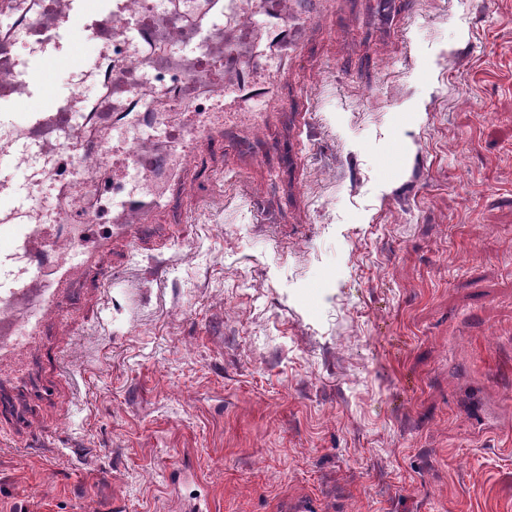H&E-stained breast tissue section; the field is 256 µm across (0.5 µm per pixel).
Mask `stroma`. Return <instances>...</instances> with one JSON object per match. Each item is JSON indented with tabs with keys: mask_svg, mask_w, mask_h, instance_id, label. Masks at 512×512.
I'll use <instances>...</instances> for the list:
<instances>
[{
	"mask_svg": "<svg viewBox=\"0 0 512 512\" xmlns=\"http://www.w3.org/2000/svg\"><path fill=\"white\" fill-rule=\"evenodd\" d=\"M0 395V512H512V0H285Z\"/></svg>",
	"mask_w": 512,
	"mask_h": 512,
	"instance_id": "obj_1",
	"label": "stroma"
}]
</instances>
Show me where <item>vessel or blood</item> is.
<instances>
[{
	"mask_svg": "<svg viewBox=\"0 0 512 512\" xmlns=\"http://www.w3.org/2000/svg\"><path fill=\"white\" fill-rule=\"evenodd\" d=\"M240 9V0H204L188 32L177 46L178 54L190 64L189 71L169 73L151 79L154 99L164 100L172 114L187 117L185 133L158 131L157 122L144 107L141 92L120 81L126 61L138 56L149 62L154 47V17L163 14L161 0L141 12H133L129 0H0L15 26L33 38L34 51L28 57L9 53V37L0 38V57L7 61L8 77L0 81V106L21 104L22 125L0 126V157L14 163H29L39 156L42 165L34 169L37 185L74 190L85 185V157L121 158L126 175L149 177L165 182L179 180L185 160L224 126L227 104L237 111H253L257 102L272 95L270 84L256 73L269 56L287 63L288 48L295 34L283 23L278 11L265 12L271 53H259L255 62H244L237 39L225 38L214 46L216 33L223 31ZM101 45L100 57L107 69H91L90 77L108 84L103 100L94 112H87L78 99H59L46 80L58 65L75 62L84 39ZM165 139L158 156L128 151L130 140L151 143ZM121 201L110 231L89 237L96 215L89 210H53L40 222H33L37 207L33 196H20L13 184L0 178V387H20L29 380L34 358L32 347L43 338L52 318L65 316L74 305L72 287L84 274L109 282L111 274L100 263L113 236L135 238L151 211L166 203L163 191L142 194L112 186ZM68 244L66 257H59V244Z\"/></svg>",
	"mask_w": 512,
	"mask_h": 512,
	"instance_id": "b4317fda",
	"label": "vessel or blood"
}]
</instances>
